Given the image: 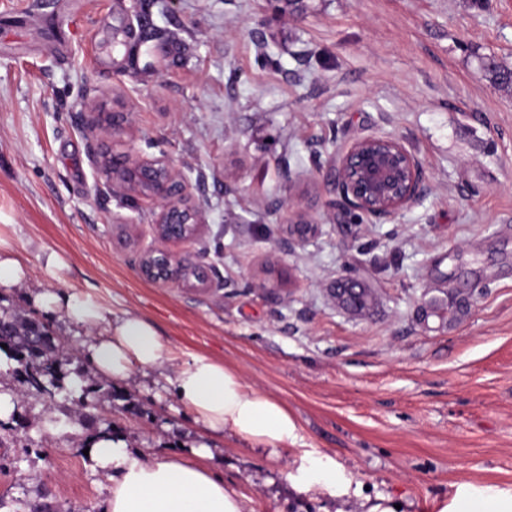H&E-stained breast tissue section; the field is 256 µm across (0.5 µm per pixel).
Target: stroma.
<instances>
[{"mask_svg": "<svg viewBox=\"0 0 512 512\" xmlns=\"http://www.w3.org/2000/svg\"><path fill=\"white\" fill-rule=\"evenodd\" d=\"M125 19L144 37L130 50ZM490 61L512 71V0H0V238L24 268L0 314L50 328L63 386L0 360V512H106L110 472L85 453L99 434L149 459L208 446L253 512H439L463 481L511 489L512 84ZM367 135L400 140L431 190L356 222L330 164ZM124 152L186 178L206 223L190 251L222 287L139 276L155 206L94 163ZM292 196L319 232L285 255ZM354 270L373 295L360 315L328 293ZM46 291L150 320L168 361L97 371L91 331L37 305ZM196 353L285 402L295 445L273 456L196 423L167 381ZM306 453L341 463L348 494L297 493Z\"/></svg>", "mask_w": 512, "mask_h": 512, "instance_id": "obj_1", "label": "stroma"}]
</instances>
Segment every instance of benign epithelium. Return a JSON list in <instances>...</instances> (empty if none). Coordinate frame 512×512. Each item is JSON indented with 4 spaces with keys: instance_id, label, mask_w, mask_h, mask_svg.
<instances>
[{
    "instance_id": "7a95c632",
    "label": "benign epithelium",
    "mask_w": 512,
    "mask_h": 512,
    "mask_svg": "<svg viewBox=\"0 0 512 512\" xmlns=\"http://www.w3.org/2000/svg\"><path fill=\"white\" fill-rule=\"evenodd\" d=\"M334 177L343 216L394 217L419 202L428 191L425 169L399 140L369 135L343 147L335 158ZM112 184L159 202L154 245L143 251L140 276L162 287L207 290L206 270L173 250L198 241L205 227L202 210L191 202L182 176L163 159L127 155L112 158ZM287 237L279 252L291 254L313 237L318 225L298 206L285 209ZM333 296L354 310L367 306L368 294L361 279L349 275L331 289Z\"/></svg>"
}]
</instances>
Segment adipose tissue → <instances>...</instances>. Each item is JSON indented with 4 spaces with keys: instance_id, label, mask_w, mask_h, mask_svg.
Wrapping results in <instances>:
<instances>
[{
    "instance_id": "adipose-tissue-1",
    "label": "adipose tissue",
    "mask_w": 512,
    "mask_h": 512,
    "mask_svg": "<svg viewBox=\"0 0 512 512\" xmlns=\"http://www.w3.org/2000/svg\"><path fill=\"white\" fill-rule=\"evenodd\" d=\"M41 300L61 306L71 322L100 330L89 358L99 372L115 380L127 378L132 368L149 371L167 359L157 329L138 314L126 311L111 318L97 303L73 294L46 293ZM170 383L195 421L212 433H227L248 447L274 451L296 442L297 422L287 406L221 361L191 355ZM92 448L99 465L112 472L107 512H252L249 498L229 489L205 465L209 450H199L198 462L190 463L170 457L146 459L129 452L120 439L99 437ZM291 482L298 493L318 488L336 498L346 495L350 484L342 466L329 458L310 460ZM441 512H512V492L495 484L463 482Z\"/></svg>"
}]
</instances>
